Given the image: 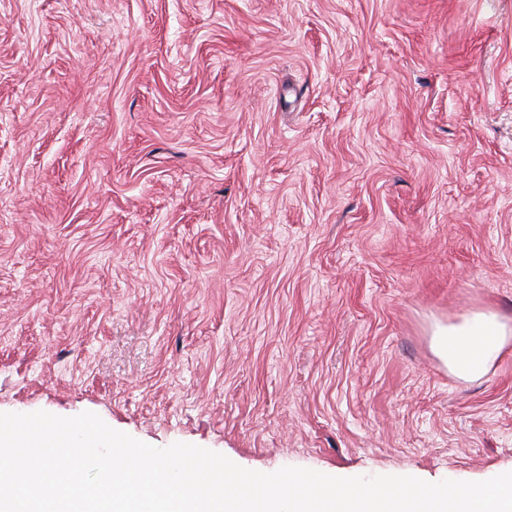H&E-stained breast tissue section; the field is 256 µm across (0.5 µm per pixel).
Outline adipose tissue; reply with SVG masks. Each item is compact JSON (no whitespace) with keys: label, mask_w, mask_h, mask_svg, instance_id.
<instances>
[{"label":"adipose tissue","mask_w":512,"mask_h":512,"mask_svg":"<svg viewBox=\"0 0 512 512\" xmlns=\"http://www.w3.org/2000/svg\"><path fill=\"white\" fill-rule=\"evenodd\" d=\"M432 348L448 369L462 379L482 377L512 341V325L490 310H478L456 324L432 330Z\"/></svg>","instance_id":"adipose-tissue-1"}]
</instances>
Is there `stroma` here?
Wrapping results in <instances>:
<instances>
[{
  "instance_id": "1",
  "label": "stroma",
  "mask_w": 512,
  "mask_h": 512,
  "mask_svg": "<svg viewBox=\"0 0 512 512\" xmlns=\"http://www.w3.org/2000/svg\"><path fill=\"white\" fill-rule=\"evenodd\" d=\"M512 0H0V413L263 473L512 472ZM432 348L462 379L482 377L512 339V326L490 310L473 311L457 324L432 329Z\"/></svg>"
}]
</instances>
